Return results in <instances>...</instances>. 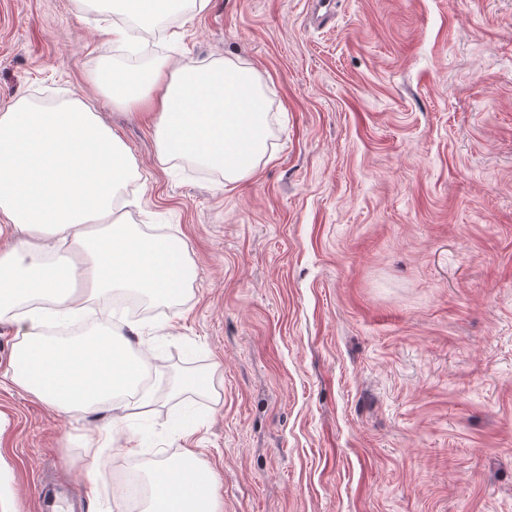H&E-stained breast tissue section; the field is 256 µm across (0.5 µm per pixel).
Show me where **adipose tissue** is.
I'll return each instance as SVG.
<instances>
[{
	"label": "adipose tissue",
	"instance_id": "ef3b65f1",
	"mask_svg": "<svg viewBox=\"0 0 512 512\" xmlns=\"http://www.w3.org/2000/svg\"><path fill=\"white\" fill-rule=\"evenodd\" d=\"M110 19L116 44L132 25L166 33L171 13L189 19L210 0H82ZM94 82L113 106L152 109L160 162L184 159L238 181L267 152L266 99L251 65L163 60L102 65ZM142 174L134 156L79 96L43 104L20 96L0 111V322L15 329L7 375L63 415L108 410L97 436L126 427L123 393L136 391L145 359L129 334L105 331L58 339L48 316L65 322L117 292L166 303L182 296L194 268L182 240L139 233L130 222L129 187ZM140 512H216L213 478L189 449L144 472Z\"/></svg>",
	"mask_w": 512,
	"mask_h": 512
}]
</instances>
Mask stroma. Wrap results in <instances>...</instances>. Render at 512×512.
I'll return each mask as SVG.
<instances>
[{
  "label": "stroma",
  "mask_w": 512,
  "mask_h": 512,
  "mask_svg": "<svg viewBox=\"0 0 512 512\" xmlns=\"http://www.w3.org/2000/svg\"><path fill=\"white\" fill-rule=\"evenodd\" d=\"M210 0L143 63L250 62L271 129L228 183L157 159L91 82L122 56L78 0H0V110L86 97L136 157L130 216L183 240L180 302L142 318L159 384L135 450L0 385V512L37 484L127 512L115 480L193 449L218 512H512V0ZM212 372L208 393H174ZM107 478L95 474L96 460ZM213 385L212 372H192L184 374L174 386L176 393L193 390L204 391L209 390Z\"/></svg>",
  "instance_id": "35a3bbf8"
}]
</instances>
